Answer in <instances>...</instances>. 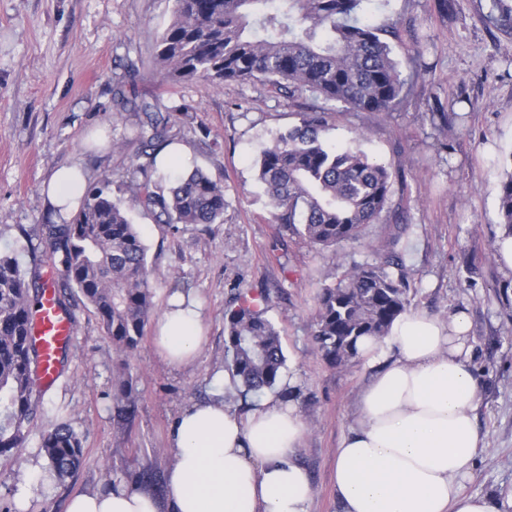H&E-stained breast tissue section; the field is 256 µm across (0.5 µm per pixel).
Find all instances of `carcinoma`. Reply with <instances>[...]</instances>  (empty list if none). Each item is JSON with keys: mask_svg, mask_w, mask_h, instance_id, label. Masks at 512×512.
<instances>
[{"mask_svg": "<svg viewBox=\"0 0 512 512\" xmlns=\"http://www.w3.org/2000/svg\"><path fill=\"white\" fill-rule=\"evenodd\" d=\"M174 19L159 37L155 60L168 84L201 79L258 84L315 105L296 113L298 124L280 134L257 162L268 197L270 223L300 225L309 244L336 250L362 240L379 223L399 169L324 139L338 108L386 116L399 105L410 78L403 75L385 27L363 18L364 0H174ZM141 132L136 200L161 224L224 223V183L200 169L161 175L157 154L172 139L166 118L147 102ZM501 224L512 235V171L501 184ZM51 264H60L99 317L121 356L112 385V411L132 415L136 397L126 359L138 347L153 314L146 247L140 231L114 199L108 178L86 190L75 218L47 224ZM318 295L312 336L323 360L341 369L359 357L364 337L388 334L410 304L409 272L390 250L374 263L337 264ZM41 290L15 259L0 254V459L23 446L40 390L33 375L36 349L30 323ZM231 370L248 392L275 387L286 358L279 331L248 293L225 313ZM51 476L61 478L83 459L82 443L65 422L42 436Z\"/></svg>", "mask_w": 512, "mask_h": 512, "instance_id": "cac0c4a2", "label": "carcinoma"}]
</instances>
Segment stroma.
<instances>
[{
    "label": "stroma",
    "mask_w": 512,
    "mask_h": 512,
    "mask_svg": "<svg viewBox=\"0 0 512 512\" xmlns=\"http://www.w3.org/2000/svg\"><path fill=\"white\" fill-rule=\"evenodd\" d=\"M503 3L506 14L491 23V0H364L365 18L394 28L397 58L414 61L420 75L386 117L337 109L329 142L394 163L403 181L362 242L331 251L270 223L255 174L260 152L295 124L297 101L249 83L162 82L156 38L173 19L174 0H0V253L25 273L45 264L43 227L52 213L41 185L55 168H81L91 187L109 178L147 247L155 313L174 291L192 294L208 336L188 365L175 368L144 334L128 368L136 413L121 422L112 416L119 355L78 291L58 288L74 336L24 447L0 461V512H65L72 494L130 485L146 467L165 475L172 425L187 404L210 399L215 375L228 378L225 408L246 417L262 396L242 394L229 378L224 342V313L241 291L264 299L280 332L286 366L272 395L297 394L311 512H339L333 463L374 364L324 362L312 336L317 297L336 262H374L397 223L410 227L402 238L410 310L444 321L462 308L472 324L485 444L463 488L486 495L512 484V271L493 256L504 232L500 185L512 170V0ZM141 101L178 113L170 135L189 147L184 170L223 179V223L160 224L135 202L133 162L147 124L135 108ZM441 106L455 115L444 150L432 124ZM59 419L80 437L83 462L21 501L26 466L43 461L42 435Z\"/></svg>",
    "instance_id": "1"
}]
</instances>
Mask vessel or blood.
Wrapping results in <instances>:
<instances>
[{"label":"vessel or blood","instance_id":"vessel-or-blood-1","mask_svg":"<svg viewBox=\"0 0 512 512\" xmlns=\"http://www.w3.org/2000/svg\"><path fill=\"white\" fill-rule=\"evenodd\" d=\"M32 334L37 351L36 382L44 389L57 379L59 358L74 334L72 319L59 307L54 289L44 291L33 312Z\"/></svg>","mask_w":512,"mask_h":512}]
</instances>
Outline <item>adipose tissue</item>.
I'll return each instance as SVG.
<instances>
[{"label":"adipose tissue","mask_w":512,"mask_h":512,"mask_svg":"<svg viewBox=\"0 0 512 512\" xmlns=\"http://www.w3.org/2000/svg\"><path fill=\"white\" fill-rule=\"evenodd\" d=\"M86 177L57 168L43 184L54 213L78 210ZM465 310L441 321L409 311L363 354L384 363L356 397V419L340 441L333 480L341 512H512V487L464 493L460 479L484 442L478 381ZM162 358L194 359L204 341L200 305L176 292L155 323ZM306 424L295 405L260 401L247 420L224 407V380L211 400L186 406L170 431L173 463L165 496L132 491L74 494L67 512H310L312 487L298 453Z\"/></svg>","instance_id":"adipose-tissue-1"}]
</instances>
